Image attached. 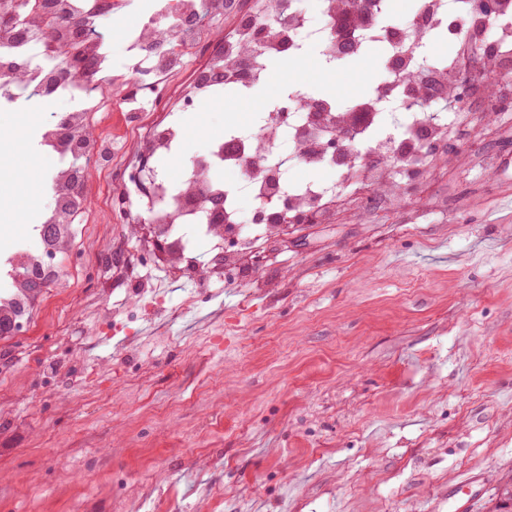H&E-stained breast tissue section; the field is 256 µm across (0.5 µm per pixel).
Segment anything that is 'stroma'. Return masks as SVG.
<instances>
[{"label": "stroma", "instance_id": "obj_1", "mask_svg": "<svg viewBox=\"0 0 512 512\" xmlns=\"http://www.w3.org/2000/svg\"><path fill=\"white\" fill-rule=\"evenodd\" d=\"M382 49L338 65L337 106L365 98ZM236 91L177 111L178 176L209 137L255 123ZM457 150L376 209L264 240L249 282L215 288L161 259L127 272L133 210L119 172H92L74 289H45L22 336L0 339V512H456L478 479L488 512L512 477V107L468 93ZM52 157L0 180L6 237L19 196L42 203Z\"/></svg>", "mask_w": 512, "mask_h": 512}]
</instances>
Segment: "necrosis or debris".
Segmentation results:
<instances>
[{
    "label": "necrosis or debris",
    "mask_w": 512,
    "mask_h": 512,
    "mask_svg": "<svg viewBox=\"0 0 512 512\" xmlns=\"http://www.w3.org/2000/svg\"><path fill=\"white\" fill-rule=\"evenodd\" d=\"M125 2L113 0L112 4L113 20L126 32L121 53H114L93 13L72 15L70 23L53 32L54 37L67 40L74 29H81L83 51L98 56L103 75L112 79L116 94L109 101L98 99L96 84L78 74L59 76L48 40L37 34L17 48L30 60L31 69L9 71V58L17 49L0 36V112H22L42 105L54 108L37 131L40 145L55 159L43 187L50 206L40 211V223L88 221L90 186L83 176L84 168L120 171L123 188L112 195V212L117 215L123 210L124 187L136 185L140 178L136 158L177 153L182 142L180 125L171 118L157 123L153 117L167 110L172 81L183 74L198 48L212 42L216 28L227 16L241 20L242 25L231 38L221 41L217 58L224 67L225 85L248 97L269 79L268 55H296L310 45L316 48L320 61L341 60L332 21L359 0H317L318 17L314 20L300 11L297 0H261L260 13L250 23L244 21L236 0H156V9L146 18L129 13ZM417 37V32L399 30L382 39L384 67L391 78L388 83L376 84L370 97L380 109L392 100L407 107V120L400 132L383 136L377 126L361 128L350 107L309 111L301 88L292 83L288 90L295 98L294 110L287 120H280L277 112H268L250 128L213 137L204 167L181 171L175 179L158 173L144 210L151 223L168 227L181 262L192 258L186 226L195 225L204 235L213 232L211 214L201 204L212 188L220 189L228 212L236 210L240 194L254 201L255 217L250 226L224 227V264L216 279L228 283L243 276L242 265L254 239L268 234L272 225L291 224L298 218L328 219L340 198H353L364 208H372L374 189L391 190L396 179L428 170L435 161L434 154H416L413 145L424 131L432 147L443 145L448 137V115L425 111L422 93L410 90V63L419 56ZM250 48L261 66L254 75L244 77L238 72V63ZM134 109L147 118V128L144 133L131 134L123 147L111 148L109 135L93 134V126L107 125L110 112ZM343 130L348 133V150L333 153L329 144ZM301 160L310 169L333 167L339 175L337 183L289 180V172ZM227 171L236 173L235 182L222 180V173ZM272 177L279 181L274 197L267 189ZM77 248L71 235L63 234L40 241L35 251L14 240L6 253L13 264L30 268L34 276L46 278L52 287L65 292L69 283L57 261L71 256Z\"/></svg>",
    "instance_id": "1"
}]
</instances>
